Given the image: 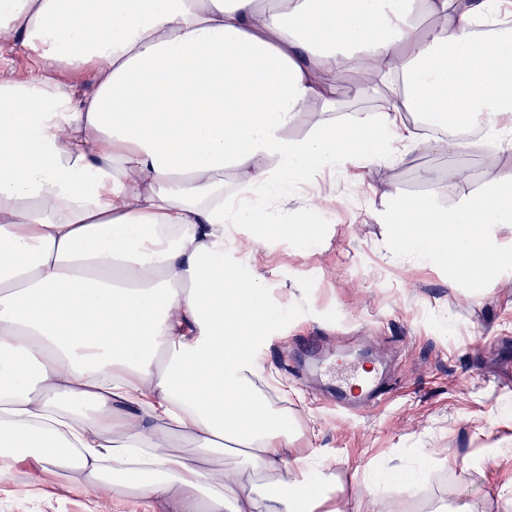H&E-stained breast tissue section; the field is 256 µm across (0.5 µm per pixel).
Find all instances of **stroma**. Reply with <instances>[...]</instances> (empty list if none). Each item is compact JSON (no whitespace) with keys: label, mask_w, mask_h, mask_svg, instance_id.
I'll use <instances>...</instances> for the list:
<instances>
[{"label":"stroma","mask_w":512,"mask_h":512,"mask_svg":"<svg viewBox=\"0 0 512 512\" xmlns=\"http://www.w3.org/2000/svg\"><path fill=\"white\" fill-rule=\"evenodd\" d=\"M34 73L73 98L95 77L69 71L20 45L0 46V78ZM338 121L384 109L376 83L336 85ZM512 155L425 152L404 162L322 168L297 178L283 207L289 218L311 214L313 235L267 236L257 224H231L224 267L258 282L265 325L252 357L270 406L288 413L296 437L291 457L323 461L349 512L379 490L389 512H498L496 491H512V277L489 274L452 284V263L397 242L393 217L409 201L428 198L441 210L486 193ZM320 337L343 346L352 361H382L388 399L360 416L331 406L329 380H305L291 368L296 345ZM450 456H442V449ZM425 464V480L403 490L385 476ZM0 512H95L85 491L17 463L0 481Z\"/></svg>","instance_id":"obj_1"}]
</instances>
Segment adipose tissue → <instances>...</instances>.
I'll return each instance as SVG.
<instances>
[{
  "label": "adipose tissue",
  "mask_w": 512,
  "mask_h": 512,
  "mask_svg": "<svg viewBox=\"0 0 512 512\" xmlns=\"http://www.w3.org/2000/svg\"><path fill=\"white\" fill-rule=\"evenodd\" d=\"M502 18L512 0H0L1 40L96 76L80 100L42 74L0 79V480L24 460L98 512L115 497L319 512L329 477L289 464L288 418L253 382L260 289L225 270L224 227L264 223L295 178L358 146L370 162L511 152ZM349 68L412 94L337 125ZM408 102L447 139L415 133ZM306 109L309 134L289 137ZM393 224L456 272L488 271L512 172L452 212L413 200Z\"/></svg>",
  "instance_id": "adipose-tissue-1"
}]
</instances>
